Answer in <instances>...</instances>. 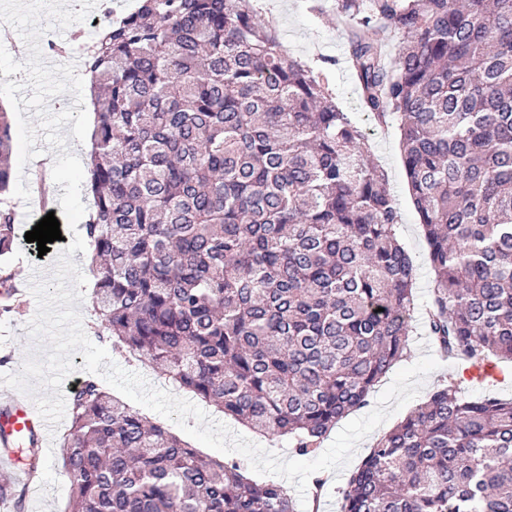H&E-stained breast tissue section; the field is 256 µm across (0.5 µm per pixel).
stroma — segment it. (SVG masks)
Segmentation results:
<instances>
[{
	"label": "stroma",
	"mask_w": 512,
	"mask_h": 512,
	"mask_svg": "<svg viewBox=\"0 0 512 512\" xmlns=\"http://www.w3.org/2000/svg\"><path fill=\"white\" fill-rule=\"evenodd\" d=\"M260 6L262 17L277 21L282 45L290 55L313 65L319 64L324 57L335 59V66L325 71L328 86L335 94L339 107L349 112L363 128L372 158L388 173V190L401 216L397 236L415 266L417 307L413 313V333L408 352L400 362L401 367L411 366L421 356L436 351L423 329L434 273L428 244L408 192L398 126L393 123L385 128L376 127L361 112L357 85L341 61L346 50V33L336 25L329 11L320 16L313 14L309 9V0H261ZM67 246V241H54L49 252L42 256L38 253L36 243L31 242L24 248L13 249L11 253L0 257V272L12 273L14 284L20 289L19 294L11 301V310L0 308V374L19 372L27 355L38 348L27 329L35 301L34 295L27 289L28 272L40 267L45 274H52L59 252ZM73 260L89 283L88 288L82 291L81 301L75 302L74 307L80 313L86 335L95 342L102 330L92 303L91 286L97 281V271L91 266L89 253L75 252ZM438 363V368L423 379L417 400L409 401L404 412L413 411L418 399L426 398L436 385L462 372L461 367L447 358H439ZM404 412L395 413L366 436L358 445L348 466L343 467L340 472L323 471L325 486L322 492H315L311 487L306 490L308 512H340L341 492L347 476L358 467L376 440L402 420ZM69 426L70 421L66 418L55 426L48 442L51 450L49 465L43 477L27 485L24 512H65L72 486L70 476L63 466L60 447Z\"/></svg>",
	"instance_id": "35a3bbf8"
}]
</instances>
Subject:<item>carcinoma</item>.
<instances>
[{
  "mask_svg": "<svg viewBox=\"0 0 512 512\" xmlns=\"http://www.w3.org/2000/svg\"><path fill=\"white\" fill-rule=\"evenodd\" d=\"M103 4L81 225L113 345L249 428L315 453L405 356L415 269L365 133L254 0ZM364 111L398 121L434 271L425 322L466 365L512 363V0H335ZM404 46L389 58L381 33ZM0 108V255L17 240ZM436 387L376 440L340 512H512V399ZM61 444L69 512H296L89 377ZM28 474L38 448L20 449ZM0 502L23 496L0 476Z\"/></svg>",
  "mask_w": 512,
  "mask_h": 512,
  "instance_id": "carcinoma-1",
  "label": "carcinoma"
}]
</instances>
